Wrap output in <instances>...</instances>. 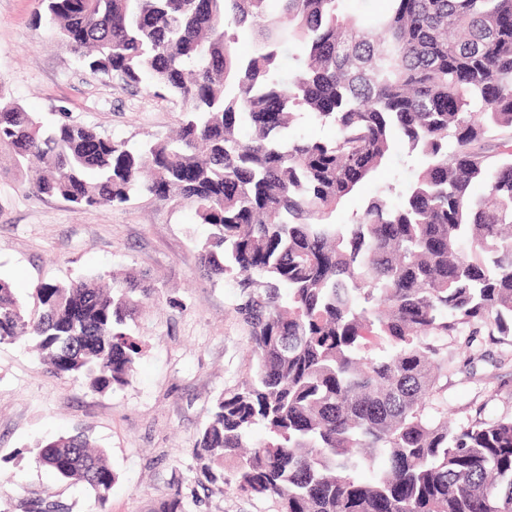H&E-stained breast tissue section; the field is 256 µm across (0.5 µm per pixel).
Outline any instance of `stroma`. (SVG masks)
I'll return each instance as SVG.
<instances>
[{
	"mask_svg": "<svg viewBox=\"0 0 512 512\" xmlns=\"http://www.w3.org/2000/svg\"><path fill=\"white\" fill-rule=\"evenodd\" d=\"M37 0H0V88L44 122H73L135 147L178 126L182 105L146 85L91 76L69 47L33 21ZM32 174L0 164V278L28 310L41 283L147 275L152 297L130 325L141 353L128 384L92 391L57 376L26 340L0 344V512H95L83 484L63 481L33 458L42 442L77 431L102 449L116 480L110 512H155L176 497L183 512H277L273 501L211 484L196 442L216 399L253 371L234 288L204 279L198 245L209 225L194 206L132 194L112 208L81 209L29 187ZM445 395L452 425L512 416V339L448 338Z\"/></svg>",
	"mask_w": 512,
	"mask_h": 512,
	"instance_id": "stroma-1",
	"label": "stroma"
}]
</instances>
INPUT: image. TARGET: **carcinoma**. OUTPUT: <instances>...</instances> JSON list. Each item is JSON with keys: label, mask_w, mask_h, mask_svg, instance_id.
<instances>
[{"label": "carcinoma", "mask_w": 512, "mask_h": 512, "mask_svg": "<svg viewBox=\"0 0 512 512\" xmlns=\"http://www.w3.org/2000/svg\"><path fill=\"white\" fill-rule=\"evenodd\" d=\"M347 2L38 0L36 22L91 75L148 77L182 119L130 147L47 126L0 89V157L38 160L32 189L80 208L164 183L212 227L198 270L236 288L255 366L200 432L211 483L278 512H512V417L453 426L442 385L448 335L512 337V28L497 27L512 0H389L372 20ZM300 110L333 134L292 138ZM398 153L417 175L336 223ZM153 291L144 276L46 283L29 313L0 279V343L25 333L54 374L124 386L139 355L127 321ZM35 463L108 512L115 474L83 433Z\"/></svg>", "instance_id": "carcinoma-1"}]
</instances>
